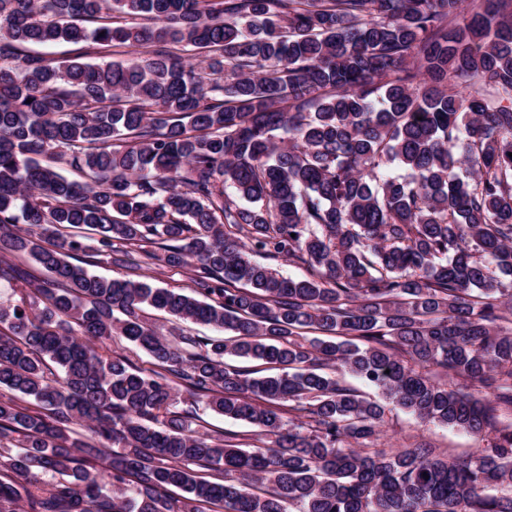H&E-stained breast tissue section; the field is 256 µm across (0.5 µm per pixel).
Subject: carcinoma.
Masks as SVG:
<instances>
[{
	"label": "carcinoma",
	"mask_w": 512,
	"mask_h": 512,
	"mask_svg": "<svg viewBox=\"0 0 512 512\" xmlns=\"http://www.w3.org/2000/svg\"><path fill=\"white\" fill-rule=\"evenodd\" d=\"M462 2L0 0V512H512V0ZM155 261L145 260L141 274L152 285L160 288H190L191 272L188 269H171L154 264ZM146 316L148 317V320L158 326H161L165 328L166 330L171 327H181L184 329L189 330L194 335L199 336H224V333H222L220 330L214 329L210 326H201V325H193V324H186V323H175L172 321H169L166 319L163 315L160 313H157L154 310L147 309L146 310ZM386 434L382 441L387 446L410 447L416 441L425 439L435 448L453 457H463L474 448V439L464 431L434 424H421L412 415L400 409H393L386 419Z\"/></svg>",
	"instance_id": "1"
}]
</instances>
